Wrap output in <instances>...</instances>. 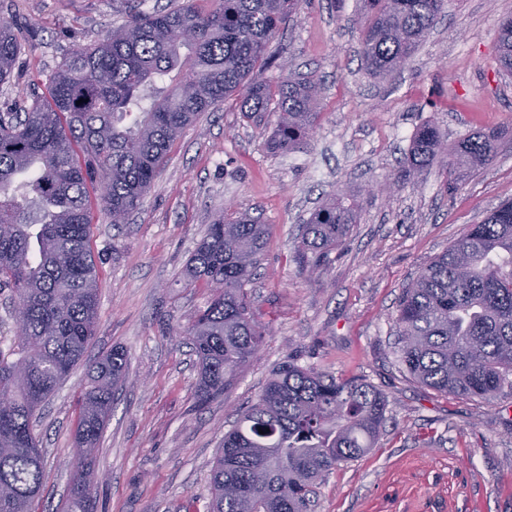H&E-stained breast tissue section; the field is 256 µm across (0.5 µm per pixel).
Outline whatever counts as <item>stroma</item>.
<instances>
[{"mask_svg":"<svg viewBox=\"0 0 512 512\" xmlns=\"http://www.w3.org/2000/svg\"><path fill=\"white\" fill-rule=\"evenodd\" d=\"M364 13L362 0H304L271 45L285 65L255 74L272 85L291 75L318 82L320 116L303 148L267 150L276 108L248 118L233 95L183 131L126 224L96 214L98 327L86 356L117 345L129 359L94 460L97 512H206L225 432L286 360L363 378L388 399L375 447L325 478L312 512H512V394L437 393L391 352L409 280L512 200V77L496 59L512 0H446L408 65L384 80L361 57ZM126 17L124 0H0V19L25 35L12 78L0 84V110L46 97L69 52L104 40ZM428 123L451 145L494 131L502 146L456 189L438 163L387 189ZM335 194L359 196L357 222L320 272L305 277L293 260L302 221ZM227 209L269 226L248 285L254 319L269 333L231 390L200 408L197 359L178 334L210 291L189 283L185 268ZM83 375L75 369L35 423L42 512H62L70 495Z\"/></svg>","mask_w":512,"mask_h":512,"instance_id":"obj_1","label":"stroma"}]
</instances>
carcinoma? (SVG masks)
Listing matches in <instances>:
<instances>
[{
  "mask_svg": "<svg viewBox=\"0 0 512 512\" xmlns=\"http://www.w3.org/2000/svg\"><path fill=\"white\" fill-rule=\"evenodd\" d=\"M210 2L153 13L134 6L106 39L72 49L48 99L0 113V289H10L23 310L16 347L0 349V396L12 402L0 412V512H37L44 464L33 422L79 365L86 380L65 512H93L91 465L128 355L115 346L85 360L99 305L89 188L104 180L101 211L113 225L126 223L182 131L234 93L247 117L276 104L279 121L266 141L273 152L299 148L315 128V83L289 78L273 87L253 78L301 0ZM365 3L364 64L387 77L426 40L445 0ZM23 40L0 21V83ZM497 51L511 75L512 20L499 26ZM500 142L497 133H478L450 148L427 124L393 182L439 159L456 185L488 165ZM356 219L357 204L336 197L313 212L302 224L299 270L319 267ZM266 233L257 216L220 214L187 262V278L213 292L185 332L199 365V407L224 396L264 341L246 285ZM392 353L411 378L440 393L487 399L512 391V201L469 225L405 287ZM387 406L361 378L282 363L224 433L208 512H311L324 477L374 447Z\"/></svg>",
  "mask_w": 512,
  "mask_h": 512,
  "instance_id": "obj_1",
  "label": "carcinoma"
}]
</instances>
